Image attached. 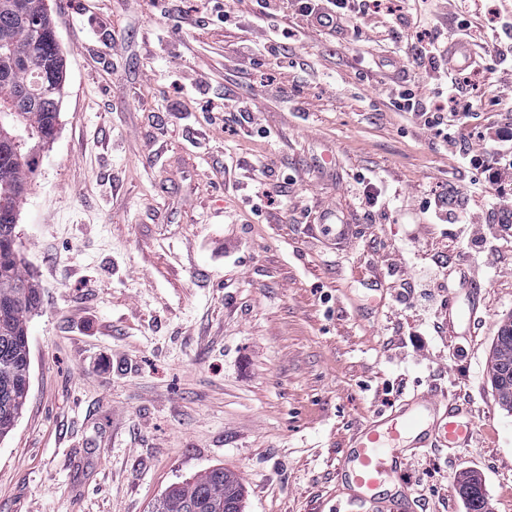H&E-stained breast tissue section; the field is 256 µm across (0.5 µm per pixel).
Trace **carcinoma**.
Segmentation results:
<instances>
[{
    "mask_svg": "<svg viewBox=\"0 0 512 512\" xmlns=\"http://www.w3.org/2000/svg\"><path fill=\"white\" fill-rule=\"evenodd\" d=\"M11 0H0V36L16 33L15 42L23 45L22 61L9 76H0V102L24 95L18 126L34 135L30 145L51 142V126L59 113L54 90L62 83L65 62L55 27L44 0H25L26 18L10 7ZM37 152L16 154L0 149V184L26 183L35 170ZM17 293L16 304L5 325H0V439L7 437L22 414L25 402L12 397L11 384L30 378L28 319L42 304L38 285L21 267L17 258L0 259V297ZM512 317L500 322L493 342L490 381L501 408L512 411ZM469 512H485V495L474 478L458 485ZM243 483L234 473L222 468L206 469L189 481L168 489L155 512H242Z\"/></svg>",
    "mask_w": 512,
    "mask_h": 512,
    "instance_id": "obj_1",
    "label": "carcinoma"
}]
</instances>
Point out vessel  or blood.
<instances>
[{"label": "vessel or blood", "instance_id": "obj_1", "mask_svg": "<svg viewBox=\"0 0 512 512\" xmlns=\"http://www.w3.org/2000/svg\"><path fill=\"white\" fill-rule=\"evenodd\" d=\"M474 427L459 401L433 390L414 395L350 430L338 466L339 483L364 512H420L408 488L388 494L385 485L401 477L425 449L469 447Z\"/></svg>", "mask_w": 512, "mask_h": 512}]
</instances>
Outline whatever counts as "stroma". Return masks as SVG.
<instances>
[{"instance_id": "stroma-1", "label": "stroma", "mask_w": 512, "mask_h": 512, "mask_svg": "<svg viewBox=\"0 0 512 512\" xmlns=\"http://www.w3.org/2000/svg\"><path fill=\"white\" fill-rule=\"evenodd\" d=\"M226 6L197 20L195 0H48L67 71L16 227L42 304L27 402L0 440V512H151L215 466L241 478L244 512H362L337 491L349 429L434 387L464 401L475 438L421 453L404 483L427 512H466L457 484L474 474L489 512H512V413L489 380L512 246L473 271L458 224L424 206L447 193L497 223L494 188L462 157L512 123L494 96L512 37L441 0H385L359 31ZM268 26L285 31L273 53L254 43ZM435 29L483 63L453 150L395 100L445 89L402 62ZM242 106L263 132L241 128ZM325 210L352 225L344 247L304 235ZM432 269L423 315L401 284ZM468 282L479 309L452 340L448 292L466 306Z\"/></svg>"}]
</instances>
